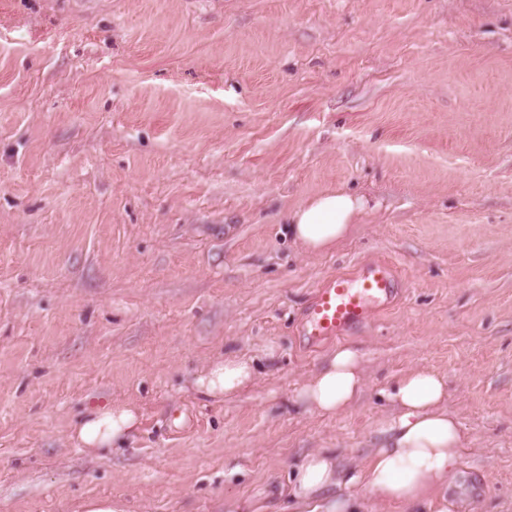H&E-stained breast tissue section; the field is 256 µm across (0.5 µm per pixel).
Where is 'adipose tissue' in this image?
<instances>
[{"mask_svg": "<svg viewBox=\"0 0 512 512\" xmlns=\"http://www.w3.org/2000/svg\"><path fill=\"white\" fill-rule=\"evenodd\" d=\"M366 208L362 197L328 190L288 211L285 222L296 243L322 253L350 234ZM256 376L254 359L216 357L199 372L194 387L200 396L217 401L236 394ZM364 387L360 352L341 345L300 385L297 399L311 411L334 417L344 413ZM446 389L442 376L426 370L411 371L383 389L396 408L381 423L383 443L372 451L366 468L349 472L338 469L334 449L308 453L290 482L301 512H369L365 501L346 493L358 482L405 512H431L436 497L445 495L456 477L457 450L463 442L460 425L445 406ZM140 417L133 403L92 404L73 424L70 438L89 456L103 457L125 448Z\"/></svg>", "mask_w": 512, "mask_h": 512, "instance_id": "adipose-tissue-1", "label": "adipose tissue"}]
</instances>
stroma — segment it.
<instances>
[{
    "instance_id": "35a3bbf8",
    "label": "stroma",
    "mask_w": 512,
    "mask_h": 512,
    "mask_svg": "<svg viewBox=\"0 0 512 512\" xmlns=\"http://www.w3.org/2000/svg\"><path fill=\"white\" fill-rule=\"evenodd\" d=\"M327 189L368 208L309 255L283 216ZM370 258L403 298L347 339L367 385L304 410L302 308ZM223 354L260 375L202 400ZM414 369L465 438L448 512H512V0H0V512H293ZM108 400L142 418L97 459L70 428Z\"/></svg>"
}]
</instances>
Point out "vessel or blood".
<instances>
[{
    "instance_id": "1",
    "label": "vessel or blood",
    "mask_w": 512,
    "mask_h": 512,
    "mask_svg": "<svg viewBox=\"0 0 512 512\" xmlns=\"http://www.w3.org/2000/svg\"><path fill=\"white\" fill-rule=\"evenodd\" d=\"M400 294L401 281L391 262H362L354 272L329 277L315 288L297 334L309 347L353 335L393 307Z\"/></svg>"
}]
</instances>
